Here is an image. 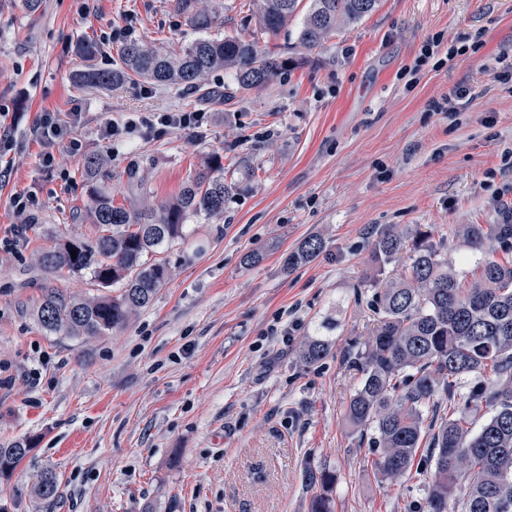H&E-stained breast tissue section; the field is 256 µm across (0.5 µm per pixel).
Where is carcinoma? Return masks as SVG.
<instances>
[{"label": "carcinoma", "instance_id": "cac0c4a2", "mask_svg": "<svg viewBox=\"0 0 512 512\" xmlns=\"http://www.w3.org/2000/svg\"><path fill=\"white\" fill-rule=\"evenodd\" d=\"M309 2L298 38L307 49L320 47L336 28L358 22L372 13L379 0H255L258 30L252 38L213 36L218 16L208 0H173L178 16L202 36L178 50L130 41L118 51L111 69L94 65L97 42L85 39L77 46L86 62L81 85L95 87L144 81L160 86L183 85L202 91V98H229L220 87L208 86L217 71L233 73L237 89L249 90L271 82L288 60L270 55L258 45V34L275 35ZM88 176L89 223L95 237L68 240L42 252L38 264L43 274L36 318L51 334L74 337L105 336L123 328L139 310L149 307L166 285L167 263L152 255L181 237L192 215L224 213L233 186L224 182V164L215 160L200 167L175 198L155 207L145 201L116 204L105 189L110 178L100 156L84 161ZM463 235L474 250L495 243L512 255V207L499 212L496 224H466ZM411 248V263L404 275L372 278V305L380 320L368 340L353 352L351 367L360 376L343 419L354 432H373L375 473L392 484H402L411 474L428 476L426 512H442L455 488L468 487L465 512H512V258L486 260L480 274L464 288L457 274L439 259L440 247L418 232L413 244L403 234L388 230L374 243L377 260L392 261ZM77 252L71 257V252ZM322 251L316 237L304 239L286 255L283 265L292 269L315 260ZM88 270L108 294L77 298L56 285L64 271ZM325 336H309L301 350L307 367L319 365L331 353ZM491 373L496 387L472 388L463 400L454 387L473 373ZM453 404L430 439L431 457L416 461L427 434L424 408L436 395ZM491 407L488 420L474 428V412ZM32 450V441L0 444V479L9 478ZM314 489L309 512H334L331 492L336 472L327 465L310 471ZM58 479L46 470L36 484L37 499L55 500Z\"/></svg>", "mask_w": 512, "mask_h": 512}]
</instances>
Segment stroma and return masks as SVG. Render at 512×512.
<instances>
[{
  "label": "stroma",
  "instance_id": "35a3bbf8",
  "mask_svg": "<svg viewBox=\"0 0 512 512\" xmlns=\"http://www.w3.org/2000/svg\"><path fill=\"white\" fill-rule=\"evenodd\" d=\"M301 18L262 48L287 58L273 81L225 102L144 82L84 87L77 40L101 45L110 68L125 38L179 47L196 38L171 0H0V443H38L10 481L8 512H308L309 469L338 481L335 512H422L427 485L415 476L385 486L373 475L368 439L343 409L359 376L347 362L375 326L373 245L381 232H427L440 258L471 283L485 253L458 229L493 224L512 206V0H380L321 48L298 41ZM459 47L454 59L413 66L425 41ZM455 90V112L430 103ZM86 153H111L107 189L129 194L136 171L154 203L176 196L204 160L221 157L235 191L217 217L189 218L166 248L172 275L130 323L92 339L49 336L35 310L36 258L69 237L91 238L77 214L90 204L83 159L64 150L42 166L35 118L68 121ZM209 113L200 135L173 130L106 144L102 121L132 112ZM39 200L21 223L11 198ZM322 239L309 264L282 258L304 238ZM265 260L244 268V253ZM326 336L328 358L309 368L298 345ZM54 470L59 500L38 508L33 483Z\"/></svg>",
  "mask_w": 512,
  "mask_h": 512
}]
</instances>
